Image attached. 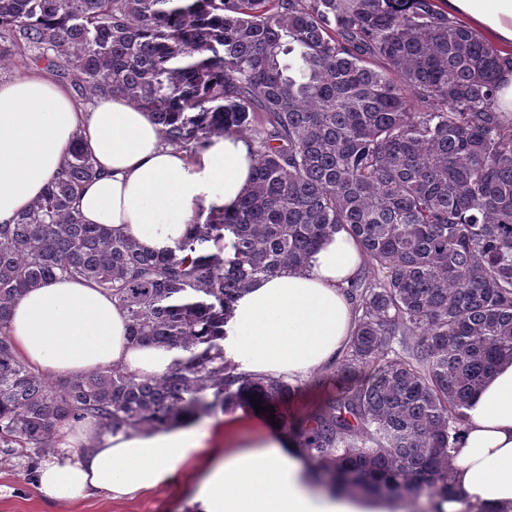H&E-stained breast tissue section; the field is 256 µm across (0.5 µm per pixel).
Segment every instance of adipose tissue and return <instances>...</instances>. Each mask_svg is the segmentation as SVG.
<instances>
[{"label":"adipose tissue","mask_w":512,"mask_h":512,"mask_svg":"<svg viewBox=\"0 0 512 512\" xmlns=\"http://www.w3.org/2000/svg\"><path fill=\"white\" fill-rule=\"evenodd\" d=\"M491 43L512 46V0H445ZM80 139L96 174L73 200L87 224L133 236L142 251L174 248L197 215L198 199L233 207L252 183L250 143L226 134L189 154L165 144L150 114L121 96L76 101L51 75L0 80V224L39 198L57 176L72 139ZM362 255L343 231L327 237L306 268L253 281L224 325L225 361L261 377L306 379L333 364L353 330L343 288ZM9 331L22 358L62 378L118 366L143 377L167 374L178 350L132 344L127 317L111 295L89 283L55 277L13 307ZM77 457H55L38 472L41 489L68 503L91 490L133 497L173 482L190 456L205 451L191 490L197 512H365L349 501L316 495L300 456L271 426L243 436L238 423L206 443L192 418L112 435L74 424ZM443 512L470 503L480 512H512V363L502 365L472 398Z\"/></svg>","instance_id":"adipose-tissue-1"}]
</instances>
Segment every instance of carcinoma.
Masks as SVG:
<instances>
[{
    "instance_id": "cac0c4a2",
    "label": "carcinoma",
    "mask_w": 512,
    "mask_h": 512,
    "mask_svg": "<svg viewBox=\"0 0 512 512\" xmlns=\"http://www.w3.org/2000/svg\"><path fill=\"white\" fill-rule=\"evenodd\" d=\"M8 61L82 101L125 97L189 153L243 136L256 167L234 210L199 199L204 222L150 254L73 210L95 174L73 139L44 194L0 224V447L44 454L70 421L116 434L255 398L324 482L442 512L469 402L512 363V117L494 110L512 57L441 0H0ZM341 230L368 265L347 287L345 385L290 415L294 387L224 362L218 340L251 281L306 268ZM58 275L116 299L133 342L188 357L158 378L32 371L11 310Z\"/></svg>"
}]
</instances>
